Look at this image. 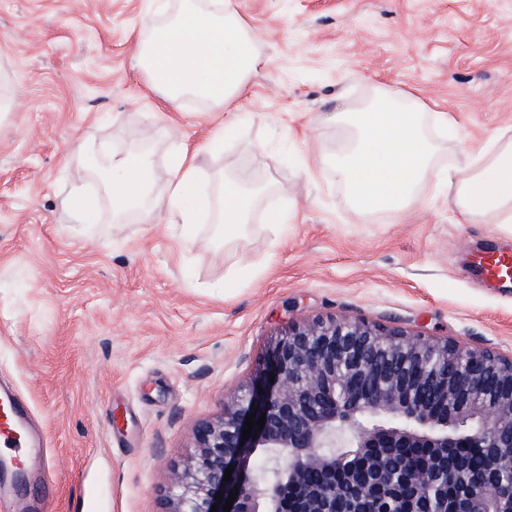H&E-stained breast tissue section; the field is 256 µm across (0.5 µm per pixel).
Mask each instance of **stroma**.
I'll return each instance as SVG.
<instances>
[{"label":"stroma","mask_w":512,"mask_h":512,"mask_svg":"<svg viewBox=\"0 0 512 512\" xmlns=\"http://www.w3.org/2000/svg\"><path fill=\"white\" fill-rule=\"evenodd\" d=\"M264 63L231 111L176 104L135 64L148 11L180 0H0V384L47 436L49 479L12 489L40 512H164L194 430L219 416L289 323L348 316L512 357V282L475 257L512 226L460 222L424 187L405 218L367 219L324 163L336 110L380 89L452 117L444 160L512 130V0H235ZM88 148L148 152L153 192L197 150L209 206L193 236L125 215L97 182L96 218L63 207ZM271 181L246 235L198 247L217 178ZM291 211L288 226L267 210Z\"/></svg>","instance_id":"35a3bbf8"}]
</instances>
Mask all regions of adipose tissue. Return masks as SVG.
I'll list each match as a JSON object with an SVG mask.
<instances>
[{"instance_id":"obj_1","label":"adipose tissue","mask_w":512,"mask_h":512,"mask_svg":"<svg viewBox=\"0 0 512 512\" xmlns=\"http://www.w3.org/2000/svg\"><path fill=\"white\" fill-rule=\"evenodd\" d=\"M144 29L147 38L136 64L170 101L190 94L229 104L245 90L263 59L235 0H182L165 22L146 14ZM334 119L345 133L336 152V175L348 205L361 215L405 216L422 188L435 183L447 186L464 220L512 224V132L471 144L463 162L445 164L433 132L448 125V115L424 111L403 92L386 91L377 102L354 112H336ZM86 164L97 171L114 215L147 216L162 210L171 223L196 222L199 172L186 149L172 155L168 191L161 198L152 193L155 170L148 153L107 152ZM267 191L246 173L226 175L218 198L217 235L241 238Z\"/></svg>"}]
</instances>
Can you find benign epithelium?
<instances>
[{"label":"benign epithelium","instance_id":"benign-epithelium-1","mask_svg":"<svg viewBox=\"0 0 512 512\" xmlns=\"http://www.w3.org/2000/svg\"><path fill=\"white\" fill-rule=\"evenodd\" d=\"M275 378H270V375ZM266 415L241 441L245 418ZM194 453L173 471L165 512H506L512 472V358L348 316L291 323L260 376L199 425ZM397 448H425L415 468ZM463 448H489L464 494ZM262 450L268 464L245 470ZM233 467L231 480L224 472ZM318 469L328 479L312 484Z\"/></svg>","mask_w":512,"mask_h":512}]
</instances>
